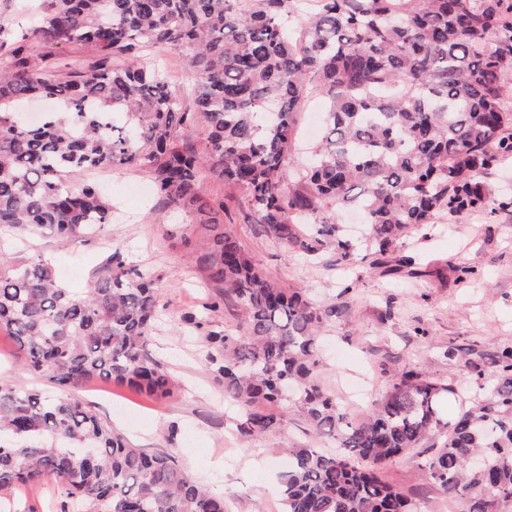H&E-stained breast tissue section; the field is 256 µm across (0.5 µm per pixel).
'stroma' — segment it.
I'll use <instances>...</instances> for the list:
<instances>
[{
  "label": "stroma",
  "instance_id": "35a3bbf8",
  "mask_svg": "<svg viewBox=\"0 0 512 512\" xmlns=\"http://www.w3.org/2000/svg\"><path fill=\"white\" fill-rule=\"evenodd\" d=\"M95 178L111 188V223L67 242L47 231L9 236L1 248L13 266L36 255L51 257L57 278L79 293L91 287L113 252H121L128 267L150 276L161 294L147 348L164 362L175 389L159 399L95 379L77 396L137 447L176 453L186 470L223 492L227 512H280L276 479L288 467L282 450L314 437L294 413L268 434L237 437V409L206 367L209 347L201 326L237 332L240 312L180 242L184 235H203L202 224L192 215H173L146 172L120 169ZM203 192L223 200L225 229L268 275L306 289L317 303L339 302V314L323 333L319 373L353 418L363 417L398 367L409 364L463 382L466 368L460 359H448L446 350L512 344L511 212H476L426 235L411 232L389 255L390 261L415 256L427 274L411 278L388 264L355 261L341 269L331 256L308 259L265 236L244 198L222 179L204 174ZM208 302L215 310H205ZM0 376L19 387L46 386L23 368L20 351L3 334ZM423 459L417 451L400 457L387 469L389 481L413 495L418 512H460L435 489ZM0 502L11 504L12 512H73L51 475L1 492Z\"/></svg>",
  "mask_w": 512,
  "mask_h": 512
}]
</instances>
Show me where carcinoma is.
<instances>
[{
  "label": "carcinoma",
  "instance_id": "obj_1",
  "mask_svg": "<svg viewBox=\"0 0 512 512\" xmlns=\"http://www.w3.org/2000/svg\"><path fill=\"white\" fill-rule=\"evenodd\" d=\"M42 0L34 25L0 41V231L47 229L62 241L112 223V199L79 173L137 169L174 208L199 217L190 238L208 278L242 310L240 331L210 330L207 367L249 438L299 413L322 446L286 452L282 512H418L383 472L431 444L424 469L462 512H512V345L462 357L469 386L407 365L354 423L318 378L320 335L336 303L268 276L224 231V201L202 174L239 189L272 239L338 263L357 244L337 220L356 208L366 250L384 256L413 227L512 209L480 177L512 157V0ZM77 45L93 61L31 64L30 41ZM185 57L193 109L145 57ZM329 100L311 159L292 160L303 99ZM36 96L58 106L33 124ZM202 147L183 148L195 123ZM120 253L83 294L42 258L0 266V333L47 383L92 379L157 397L174 381L146 351L161 295ZM460 402L448 418L444 399ZM58 478L93 512H225L224 495L170 452L132 445L77 397L0 378V490Z\"/></svg>",
  "mask_w": 512,
  "mask_h": 512
}]
</instances>
